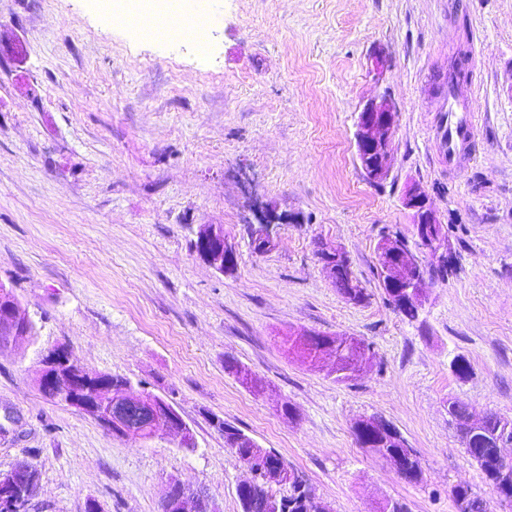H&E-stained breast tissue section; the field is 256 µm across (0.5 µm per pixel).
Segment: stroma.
<instances>
[{
	"instance_id": "35a3bbf8",
	"label": "stroma",
	"mask_w": 512,
	"mask_h": 512,
	"mask_svg": "<svg viewBox=\"0 0 512 512\" xmlns=\"http://www.w3.org/2000/svg\"><path fill=\"white\" fill-rule=\"evenodd\" d=\"M203 2L205 52L113 28L100 0H0V283L35 327L0 351V470L37 467L30 512H160L173 480L242 512L248 472L221 419L280 455L330 512H376L385 498L456 512L458 485L489 498L448 404L512 419V0ZM461 57L466 77L449 83ZM383 93L398 106L394 154L373 183L354 125ZM452 101L480 126L457 173L440 138ZM412 184L454 260L415 322L387 301L376 260L384 233L413 234ZM264 207L284 221L258 254L249 229ZM206 224L237 242L233 270L196 253ZM323 243L346 253L363 302L327 278ZM302 330L365 340L366 371L337 382L312 367L284 343ZM57 347L167 400L194 447L116 437L45 397L41 359ZM366 416L417 450L420 482L358 445Z\"/></svg>"
}]
</instances>
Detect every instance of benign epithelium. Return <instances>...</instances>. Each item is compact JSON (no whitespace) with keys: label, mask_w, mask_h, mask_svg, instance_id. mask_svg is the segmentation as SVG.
I'll use <instances>...</instances> for the list:
<instances>
[{"label":"benign epithelium","mask_w":512,"mask_h":512,"mask_svg":"<svg viewBox=\"0 0 512 512\" xmlns=\"http://www.w3.org/2000/svg\"><path fill=\"white\" fill-rule=\"evenodd\" d=\"M397 106L388 97L367 101L358 113L354 140L356 155L366 178L379 183L389 173L393 152V140L397 122ZM404 207L410 212L414 229L425 233L420 239L419 253L441 262L447 259L448 243L443 239L441 221L429 203L424 190L409 187L403 198ZM281 222V216L270 211L263 223L251 229L250 237L259 245V252L266 253L275 246L271 233L273 224ZM201 257L213 268L222 272L236 257L238 244L224 235V225L209 224L199 229L196 236ZM318 255L331 282L340 276L346 277L343 295L355 301L363 293L361 282L353 275L346 254L327 244L319 246ZM398 287L404 288L408 296L423 308L428 301L425 287V271L420 257L407 258L393 269ZM0 335L15 342L33 335L31 324L12 290L0 284ZM335 374L356 377L364 372L362 357H357L345 367L334 359ZM38 383L53 398L62 400L94 419L101 427L121 438H134L145 433L148 439L158 434L178 433L181 446L195 447L191 431L179 412L161 398L128 394L130 384L126 381H102L99 376L79 365L69 350L58 347L41 360ZM137 407L142 422L133 425L131 409ZM33 465L23 459L10 470L0 472V512H29L31 499L16 495L19 487L30 482ZM162 512H220L218 504L198 488L186 487L174 481L170 484L163 501Z\"/></svg>","instance_id":"obj_1"}]
</instances>
